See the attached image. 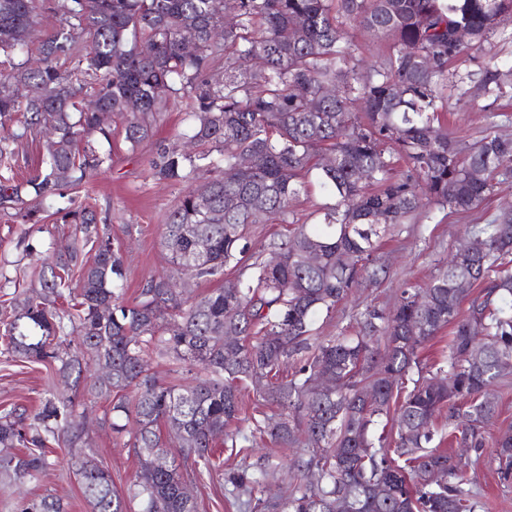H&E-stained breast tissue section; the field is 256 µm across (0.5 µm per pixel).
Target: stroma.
Wrapping results in <instances>:
<instances>
[{
    "instance_id": "1",
    "label": "stroma",
    "mask_w": 512,
    "mask_h": 512,
    "mask_svg": "<svg viewBox=\"0 0 512 512\" xmlns=\"http://www.w3.org/2000/svg\"><path fill=\"white\" fill-rule=\"evenodd\" d=\"M492 56L503 65L512 64V23H505L480 49L468 50L451 60L448 68L476 74ZM108 121L113 128L112 141L102 150L109 159L88 179L85 190L105 218L114 246L125 252L123 301L132 305L138 302L140 290L151 276L172 271L163 245L162 224L179 189L155 179L151 162L159 145L183 149L181 134L186 121L179 103L171 102L158 119L152 137L134 155L124 142V116L112 114ZM491 128L502 137L512 138V91L497 100L479 96L467 102L459 99L456 90H449L450 132L472 143ZM492 178L495 192L480 207L450 210L431 205L384 238L378 255L388 268L386 278L371 287L353 290L337 305L331 319L319 321V335H354L366 308L392 309L403 288L427 282L452 251L470 240L473 225L489 223L501 212H512V171L496 170ZM68 205V198L56 199L51 211L42 213L41 223L26 246L19 243L21 224L0 214V270L6 271L10 279L6 287L0 288V311L10 306L14 290L26 288L29 273L47 263L50 251L63 252L72 244V226L62 223L56 214L57 209ZM56 379L54 367L14 357L0 339V412L18 406L35 414L49 392H61ZM74 399L80 440L72 447L61 441L54 443L52 464L40 482L8 491L0 489V512H18L23 496L47 493L62 496L69 504V512H91L71 468L70 458L75 453L93 455L108 467L113 488L119 494H127L132 487L139 463L128 449V435L115 434L109 426V400L91 397L81 390ZM463 460L473 480L476 512H512V479H502L498 462L491 460L488 453L473 451L465 453ZM192 493L199 512H249L242 495L225 482L221 473L204 477L193 486Z\"/></svg>"
}]
</instances>
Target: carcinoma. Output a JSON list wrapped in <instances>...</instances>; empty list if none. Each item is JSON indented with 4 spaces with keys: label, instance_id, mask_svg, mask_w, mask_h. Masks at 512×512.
<instances>
[{
    "label": "carcinoma",
    "instance_id": "obj_1",
    "mask_svg": "<svg viewBox=\"0 0 512 512\" xmlns=\"http://www.w3.org/2000/svg\"><path fill=\"white\" fill-rule=\"evenodd\" d=\"M44 10L45 0H0V212L21 218L28 236L47 202L107 162L100 146L112 128L101 113L127 116L124 141L134 154L178 96L183 136L197 150L161 146L151 163L155 178L181 187L164 223L168 261L202 256L194 277L203 280L228 265L238 271L235 287L193 301L170 277H152L141 300L124 305L123 255L99 231L96 206L72 198L61 219L75 226L73 245L33 271L16 314L0 318L13 353L57 362L72 388L112 398V431L134 423L139 512H197L182 486L216 470L215 438L246 459L257 432L284 448L303 446L293 468L316 475L258 499L257 512H474L467 470L429 447L430 426L446 409L462 447H486L482 429L497 404L484 392L512 363V217L475 225L481 252L453 253L389 312L366 309L357 336H319L314 325L352 289L377 282L382 235L428 204L476 208L494 192L492 171H512L511 139L489 133L466 146L439 120L448 61L496 32L512 0H57L59 28L35 56L17 60ZM345 20L390 41L364 74L342 41ZM454 27L469 31V43L449 37ZM510 75L491 58L480 89L497 99ZM47 128L56 138L45 141L40 167L16 180L19 148ZM401 163L406 171L394 174ZM313 187L328 202L315 222L300 224L293 203ZM269 222L294 225L270 243L276 264L246 243L249 225ZM446 326L448 370L426 376L417 349ZM154 355L203 375L161 383L148 369ZM325 374L334 384L318 392L313 381ZM250 386L281 413L246 433L231 425ZM401 392L390 443L374 427ZM74 411L73 398L52 394L28 424L24 410L1 413L0 477L38 479L51 466L48 442L66 435ZM176 422L183 434L170 457L160 427ZM491 454L508 479L511 432ZM71 467L92 512H128L94 456L75 455ZM435 469L447 477L439 488L429 483ZM272 475L265 461L245 462L227 480L250 497ZM67 507L48 493L22 501L20 512Z\"/></svg>",
    "mask_w": 512,
    "mask_h": 512
}]
</instances>
